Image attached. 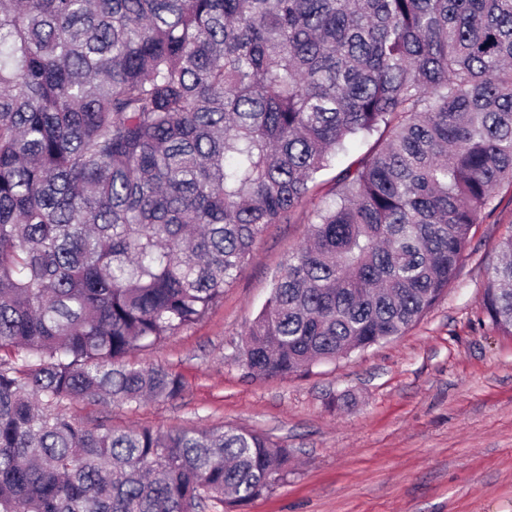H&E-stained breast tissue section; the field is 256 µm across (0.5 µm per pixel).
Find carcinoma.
<instances>
[{"instance_id":"obj_1","label":"carcinoma","mask_w":512,"mask_h":512,"mask_svg":"<svg viewBox=\"0 0 512 512\" xmlns=\"http://www.w3.org/2000/svg\"><path fill=\"white\" fill-rule=\"evenodd\" d=\"M505 183L512 0H0V512L270 492L289 453L265 433L65 407L180 395L128 355L202 319L271 224L309 227L248 328V374L403 335ZM482 305L512 336V234Z\"/></svg>"}]
</instances>
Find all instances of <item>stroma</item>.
Listing matches in <instances>:
<instances>
[{
	"mask_svg": "<svg viewBox=\"0 0 512 512\" xmlns=\"http://www.w3.org/2000/svg\"><path fill=\"white\" fill-rule=\"evenodd\" d=\"M276 224L224 297L195 324L132 361L183 382L173 399L68 404L87 426H235L290 452L286 483L241 512H512V336L482 308L487 269L512 235V188L471 233L455 281L403 336L290 377L250 376L244 336L301 241Z\"/></svg>",
	"mask_w": 512,
	"mask_h": 512,
	"instance_id": "obj_1",
	"label": "stroma"
}]
</instances>
